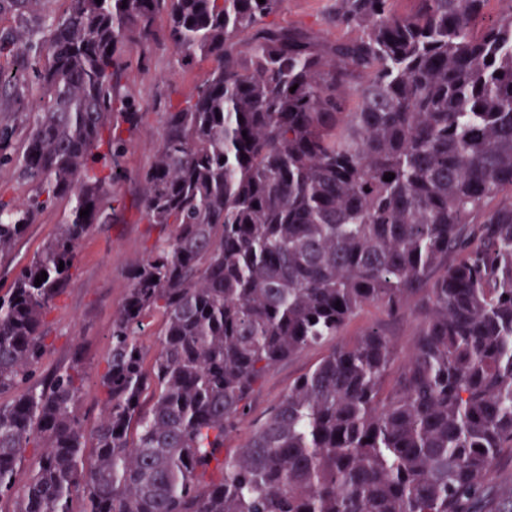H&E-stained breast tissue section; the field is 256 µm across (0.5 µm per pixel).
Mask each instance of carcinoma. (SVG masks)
Instances as JSON below:
<instances>
[{
	"label": "carcinoma",
	"instance_id": "1",
	"mask_svg": "<svg viewBox=\"0 0 512 512\" xmlns=\"http://www.w3.org/2000/svg\"><path fill=\"white\" fill-rule=\"evenodd\" d=\"M39 2L0 0V13ZM284 2L67 0L46 38H13L21 62L0 68V94L22 86L31 104L19 147L0 124V170L34 195L0 198V260L67 207L0 296L10 512H72L76 498L83 512H512V486L493 479L512 460V204L484 210L512 192V15L488 18V0H417L408 14L339 0L340 36L321 40L270 21ZM161 40L178 69L212 66L165 105L156 154L132 177L117 130L139 109L123 80ZM131 178L165 234L128 271L88 432L81 349L43 373L45 318L82 241L123 221ZM416 301L389 389L399 353L371 328L335 343L224 454L279 363L368 304L402 316ZM157 316L147 369L141 336Z\"/></svg>",
	"mask_w": 512,
	"mask_h": 512
}]
</instances>
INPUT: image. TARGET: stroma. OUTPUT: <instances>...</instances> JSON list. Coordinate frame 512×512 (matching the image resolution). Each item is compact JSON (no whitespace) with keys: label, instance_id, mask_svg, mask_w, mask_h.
Wrapping results in <instances>:
<instances>
[{"label":"stroma","instance_id":"obj_1","mask_svg":"<svg viewBox=\"0 0 512 512\" xmlns=\"http://www.w3.org/2000/svg\"><path fill=\"white\" fill-rule=\"evenodd\" d=\"M335 6L336 0H286L274 21L282 26L306 25L330 40L335 38L336 31L328 25L327 16ZM208 68V62L203 61L190 72L176 69L172 64L171 48L160 44L151 49L146 67L130 69L126 91L138 102L142 119L122 158V165L129 173L145 167L158 149L165 121L164 113L159 110L160 101L183 97L203 78ZM60 218V210H49L36 224L30 225L16 248L12 264H0V295L9 290L13 265L31 260L55 234ZM158 234V228L146 223L139 209L134 207L129 208L124 222L97 228L82 242L74 280L46 318L51 347L43 363L44 370L67 363L72 346H80L83 350L88 378L80 414L86 428H93L99 418L101 402L96 386L97 374L103 370L108 356L112 320L128 285L126 272L143 258L146 246ZM417 324V311H410L395 320L383 306L369 304L344 327L341 337L348 340L370 326L379 325L388 329L394 344L404 353L412 344ZM328 349V344L324 343L279 364L256 392L252 401L254 414H261L279 401L289 384Z\"/></svg>","mask_w":512,"mask_h":512}]
</instances>
